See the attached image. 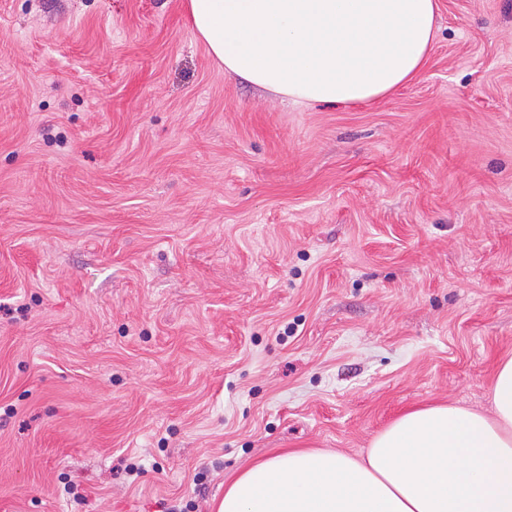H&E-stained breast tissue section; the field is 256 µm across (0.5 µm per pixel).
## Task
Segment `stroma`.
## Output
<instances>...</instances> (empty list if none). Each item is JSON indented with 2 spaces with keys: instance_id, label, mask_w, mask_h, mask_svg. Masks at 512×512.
Listing matches in <instances>:
<instances>
[{
  "instance_id": "stroma-1",
  "label": "stroma",
  "mask_w": 512,
  "mask_h": 512,
  "mask_svg": "<svg viewBox=\"0 0 512 512\" xmlns=\"http://www.w3.org/2000/svg\"><path fill=\"white\" fill-rule=\"evenodd\" d=\"M353 106L225 76L183 0H0V512H215L272 448L490 413L512 0Z\"/></svg>"
}]
</instances>
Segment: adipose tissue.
<instances>
[{
	"mask_svg": "<svg viewBox=\"0 0 512 512\" xmlns=\"http://www.w3.org/2000/svg\"><path fill=\"white\" fill-rule=\"evenodd\" d=\"M225 74L305 104L370 103L413 81L437 35V0H185ZM491 414L430 404L365 453L275 449L229 476L216 512H512V358Z\"/></svg>",
	"mask_w": 512,
	"mask_h": 512,
	"instance_id": "obj_1",
	"label": "adipose tissue"
}]
</instances>
